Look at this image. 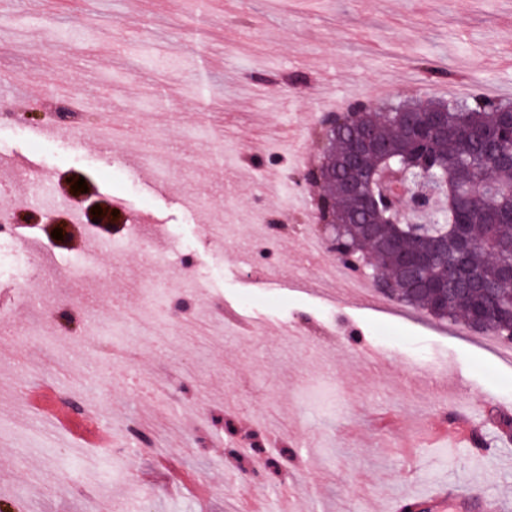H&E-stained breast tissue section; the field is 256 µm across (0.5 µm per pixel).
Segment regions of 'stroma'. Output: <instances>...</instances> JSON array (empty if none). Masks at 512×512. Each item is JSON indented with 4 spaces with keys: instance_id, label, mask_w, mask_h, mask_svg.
Returning a JSON list of instances; mask_svg holds the SVG:
<instances>
[{
    "instance_id": "obj_1",
    "label": "stroma",
    "mask_w": 512,
    "mask_h": 512,
    "mask_svg": "<svg viewBox=\"0 0 512 512\" xmlns=\"http://www.w3.org/2000/svg\"><path fill=\"white\" fill-rule=\"evenodd\" d=\"M511 52L512 0H13L0 14V100L16 103L15 75L60 95L106 90L95 110L118 144L76 147L17 123L0 127V157L46 174L36 210L61 222L58 258L134 227L148 250L106 256V280L41 264L32 306L0 274L10 312L0 322V506L391 512L446 485L512 503V439L498 424L512 417V362L427 314L339 297L298 230L266 257L248 224L250 212L286 210L276 185L293 168L265 145L294 141L297 166H308L321 98H502L512 66L500 59ZM424 59L441 77L424 74ZM248 72L268 78L264 95ZM143 129L153 150L126 152ZM97 208L111 224H92ZM209 224L224 238L207 235ZM152 255L186 265L154 266ZM174 273L179 291L163 305L188 304L199 319L189 333L142 312L146 282ZM291 325L307 341L287 335ZM77 391L112 432L139 422L156 447L84 435V411L68 405ZM228 412L238 429L263 422L286 434L302 467L266 468L228 500ZM74 447L96 457L98 484L79 482Z\"/></svg>"
}]
</instances>
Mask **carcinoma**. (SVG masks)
Here are the masks:
<instances>
[{"instance_id":"obj_1","label":"carcinoma","mask_w":512,"mask_h":512,"mask_svg":"<svg viewBox=\"0 0 512 512\" xmlns=\"http://www.w3.org/2000/svg\"><path fill=\"white\" fill-rule=\"evenodd\" d=\"M417 103L425 108L445 110L439 132L427 140L431 172L437 179L448 178L457 192L461 208L452 211L448 199L439 208L421 216L418 238L402 244L404 224H377L371 237L364 232L365 214H357L356 201L346 189L353 141L359 138L385 146L397 164L406 152L409 130L425 123L423 112H407ZM512 104L474 93L462 100L422 101L412 98L376 100L362 113L356 125L327 131L324 158L336 165L335 235L350 245L352 257L398 285L411 280L415 286L399 288L394 302L425 312L450 323L471 326L470 315L485 311L486 333L501 337L512 331V283L501 278V263L512 257V166L501 158L512 154V139L495 137L502 111ZM359 215L349 224L342 220ZM422 248L431 262L418 271L407 267V256ZM448 280L447 303L437 307L428 291L430 281Z\"/></svg>"}]
</instances>
